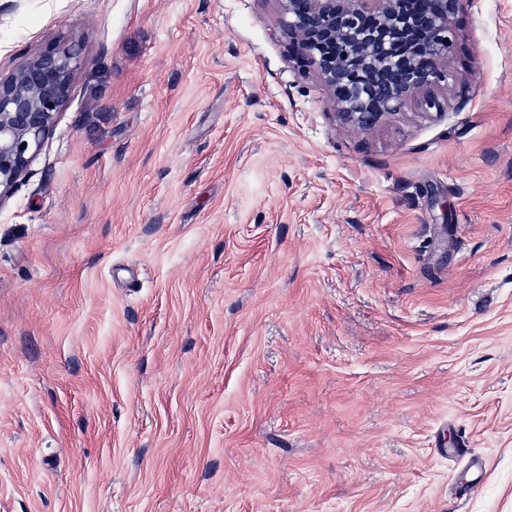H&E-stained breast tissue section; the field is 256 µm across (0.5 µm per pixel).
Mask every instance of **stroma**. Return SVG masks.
Returning a JSON list of instances; mask_svg holds the SVG:
<instances>
[{
  "instance_id": "stroma-1",
  "label": "stroma",
  "mask_w": 512,
  "mask_h": 512,
  "mask_svg": "<svg viewBox=\"0 0 512 512\" xmlns=\"http://www.w3.org/2000/svg\"><path fill=\"white\" fill-rule=\"evenodd\" d=\"M6 4L0 73L86 62L0 204V512H512V0L369 132L280 0Z\"/></svg>"
}]
</instances>
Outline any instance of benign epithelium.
Instances as JSON below:
<instances>
[{
	"instance_id": "obj_1",
	"label": "benign epithelium",
	"mask_w": 512,
	"mask_h": 512,
	"mask_svg": "<svg viewBox=\"0 0 512 512\" xmlns=\"http://www.w3.org/2000/svg\"><path fill=\"white\" fill-rule=\"evenodd\" d=\"M288 39L311 59L338 116L366 131L446 78L465 0H280ZM85 63L77 39L48 43L0 75V204L27 176Z\"/></svg>"
}]
</instances>
